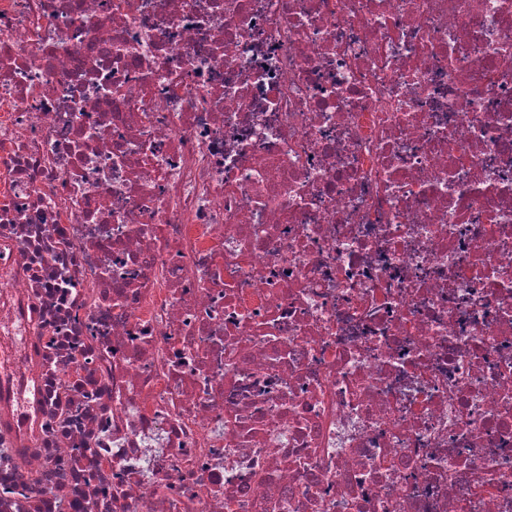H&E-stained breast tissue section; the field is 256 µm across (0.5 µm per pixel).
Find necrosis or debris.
<instances>
[{"mask_svg":"<svg viewBox=\"0 0 512 512\" xmlns=\"http://www.w3.org/2000/svg\"><path fill=\"white\" fill-rule=\"evenodd\" d=\"M512 512V0H0V512Z\"/></svg>","mask_w":512,"mask_h":512,"instance_id":"necrosis-or-debris-1","label":"necrosis or debris"}]
</instances>
